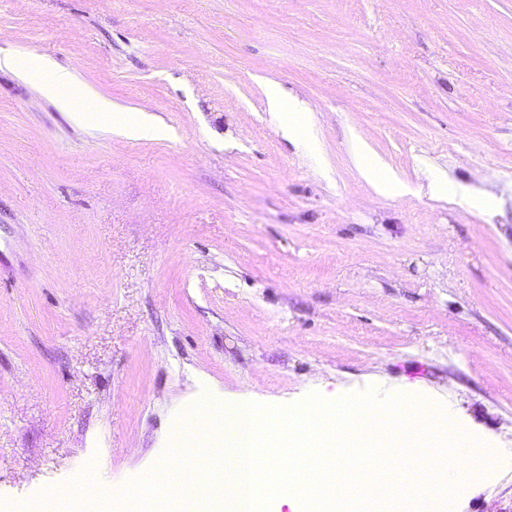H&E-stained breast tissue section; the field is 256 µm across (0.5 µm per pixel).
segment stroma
<instances>
[{
    "mask_svg": "<svg viewBox=\"0 0 512 512\" xmlns=\"http://www.w3.org/2000/svg\"><path fill=\"white\" fill-rule=\"evenodd\" d=\"M3 54L166 132L0 70V512H98L208 400L369 387L499 448L452 512H512V0H0ZM2 67L25 75L41 92L52 98L60 110L71 113L74 118L85 123L91 121L87 112H97L100 116L113 115V132L130 137L145 132L140 113L135 114L133 119H129L124 113H117L119 111L114 110L109 101L94 98L79 89L67 73L54 70L51 64L41 57L18 59L0 56V70ZM354 163L365 177L377 185L384 186L392 181L391 171L379 160L372 158L365 147L354 155Z\"/></svg>",
    "mask_w": 512,
    "mask_h": 512,
    "instance_id": "stroma-1",
    "label": "stroma"
}]
</instances>
